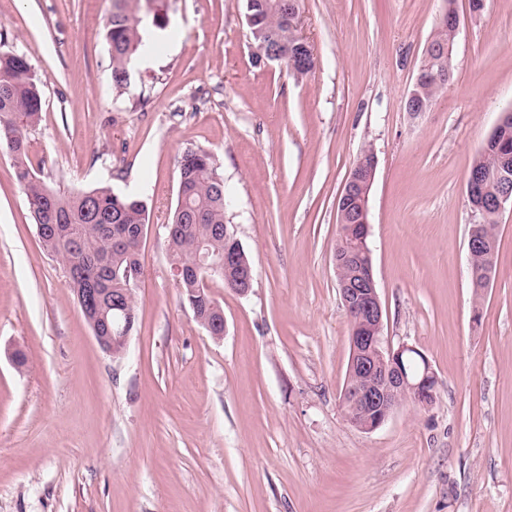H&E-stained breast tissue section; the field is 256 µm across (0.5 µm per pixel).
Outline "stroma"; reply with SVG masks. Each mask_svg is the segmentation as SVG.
Listing matches in <instances>:
<instances>
[{"instance_id": "obj_1", "label": "stroma", "mask_w": 512, "mask_h": 512, "mask_svg": "<svg viewBox=\"0 0 512 512\" xmlns=\"http://www.w3.org/2000/svg\"><path fill=\"white\" fill-rule=\"evenodd\" d=\"M153 63L115 90L111 0H0V51L39 78L35 175L146 199L137 327L97 344L0 152V512H512V210L497 272L469 282L466 174L512 110V0L461 28L454 76L407 112L445 0H302L303 78L255 66L245 0H158ZM384 334L421 350L434 405L364 432L344 416L349 317L336 202L365 147ZM211 152L248 254L241 295L210 281L226 331L192 317L165 225L186 149ZM23 351L27 363L9 359Z\"/></svg>"}]
</instances>
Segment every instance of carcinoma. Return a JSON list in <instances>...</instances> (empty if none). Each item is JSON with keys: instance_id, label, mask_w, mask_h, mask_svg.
Returning a JSON list of instances; mask_svg holds the SVG:
<instances>
[{"instance_id": "carcinoma-1", "label": "carcinoma", "mask_w": 512, "mask_h": 512, "mask_svg": "<svg viewBox=\"0 0 512 512\" xmlns=\"http://www.w3.org/2000/svg\"><path fill=\"white\" fill-rule=\"evenodd\" d=\"M153 0H112L107 14L104 37L112 58L111 80L117 90L128 80L132 58L153 48L146 39L152 29H165ZM301 0H246V11L254 15V28L275 32L290 53L284 64L288 70L304 76L312 67L300 68L291 57L294 38L279 22L287 10H300ZM41 95L35 72L28 59L13 52H0V149L6 150L15 167L37 231L46 251L65 266L69 287L98 288L101 299L125 285V275L133 265H141L135 236L126 243L114 241L113 228L122 226L134 232L148 221V206L139 197L118 194L107 187L77 190L69 194L52 190L32 171L29 157L30 135L39 124ZM228 206L224 179L218 173L214 157L205 150H188L181 156L177 206L170 224L181 230L168 236V250L184 265L186 275L178 283L193 318L210 311L214 299L191 267L199 242L210 250L224 253V224ZM497 215L485 218L486 247L478 250L470 263L471 284L479 291L496 274V256L492 244L498 241Z\"/></svg>"}]
</instances>
